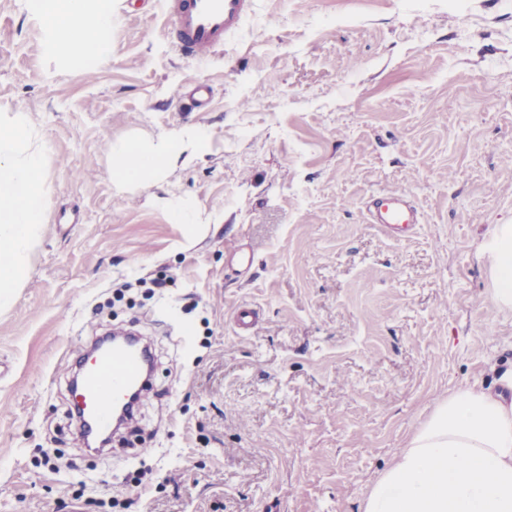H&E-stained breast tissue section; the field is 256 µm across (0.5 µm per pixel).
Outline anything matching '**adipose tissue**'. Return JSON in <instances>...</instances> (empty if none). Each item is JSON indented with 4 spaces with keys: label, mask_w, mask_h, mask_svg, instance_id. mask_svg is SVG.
<instances>
[{
    "label": "adipose tissue",
    "mask_w": 512,
    "mask_h": 512,
    "mask_svg": "<svg viewBox=\"0 0 512 512\" xmlns=\"http://www.w3.org/2000/svg\"><path fill=\"white\" fill-rule=\"evenodd\" d=\"M41 24L45 54L65 66L93 67L112 57L114 0H24ZM206 133L191 127L155 142L110 149L116 187H148L194 158ZM46 153L28 118L0 113V309L29 278L45 217ZM492 303L512 309V224L484 245ZM361 512H512V364L495 386L451 392L372 483Z\"/></svg>",
    "instance_id": "obj_1"
}]
</instances>
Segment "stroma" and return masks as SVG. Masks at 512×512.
I'll list each match as a JSON object with an SVG mask.
<instances>
[{
  "instance_id": "1",
  "label": "stroma",
  "mask_w": 512,
  "mask_h": 512,
  "mask_svg": "<svg viewBox=\"0 0 512 512\" xmlns=\"http://www.w3.org/2000/svg\"><path fill=\"white\" fill-rule=\"evenodd\" d=\"M256 2L200 64L164 0H116L111 60L65 68L0 0V110L48 148L31 275L0 311V512H360L439 401L512 361L482 251L512 224V0ZM200 83L209 106L177 96ZM188 125L195 162L115 190L109 145ZM388 190L423 224H369ZM112 319L156 364L100 455L70 381Z\"/></svg>"
}]
</instances>
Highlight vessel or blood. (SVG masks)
Returning a JSON list of instances; mask_svg holds the SVG:
<instances>
[{
  "label": "vessel or blood",
  "instance_id": "obj_1",
  "mask_svg": "<svg viewBox=\"0 0 512 512\" xmlns=\"http://www.w3.org/2000/svg\"><path fill=\"white\" fill-rule=\"evenodd\" d=\"M255 0H166L167 30L185 58L206 61L221 52L252 13ZM370 223L389 233L409 231L422 223L423 213L405 195L372 196L365 204ZM137 351L115 347L96 354L84 370L82 385L72 388L74 405L84 408L92 424L107 429L112 409L127 388L142 380Z\"/></svg>",
  "mask_w": 512,
  "mask_h": 512
}]
</instances>
